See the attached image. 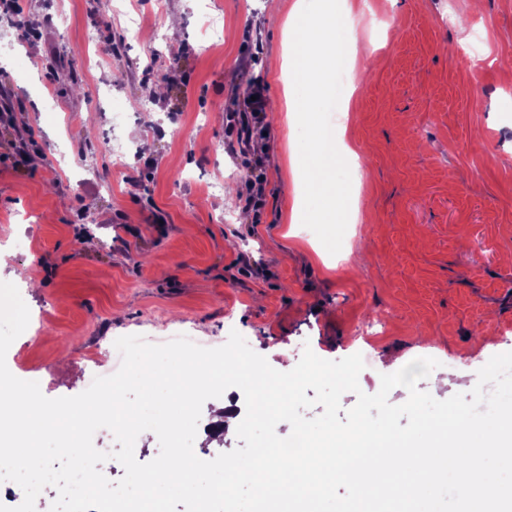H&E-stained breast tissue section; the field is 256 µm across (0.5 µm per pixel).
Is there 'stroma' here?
I'll list each match as a JSON object with an SVG mask.
<instances>
[{
	"mask_svg": "<svg viewBox=\"0 0 512 512\" xmlns=\"http://www.w3.org/2000/svg\"><path fill=\"white\" fill-rule=\"evenodd\" d=\"M304 2L19 0L33 37L0 19V282L46 317L36 340L8 349L14 376L74 396L85 357L119 369L109 339L216 348L235 330L276 369L307 347L328 360L370 350L368 394L432 357L440 366L418 387L445 400L512 351V96L499 92L512 77V0H352L365 77L345 101L344 140L361 169L334 255L290 221L304 198L288 171L297 116L268 109L294 92L283 50ZM473 33L489 44L475 62L457 48ZM252 86L268 113L243 155L227 115ZM49 96L54 111H31ZM216 182L234 187L230 202ZM249 195L260 210L245 208ZM18 236L31 252L13 249ZM216 405L201 411L203 460L240 445L213 437Z\"/></svg>",
	"mask_w": 512,
	"mask_h": 512,
	"instance_id": "1",
	"label": "stroma"
}]
</instances>
